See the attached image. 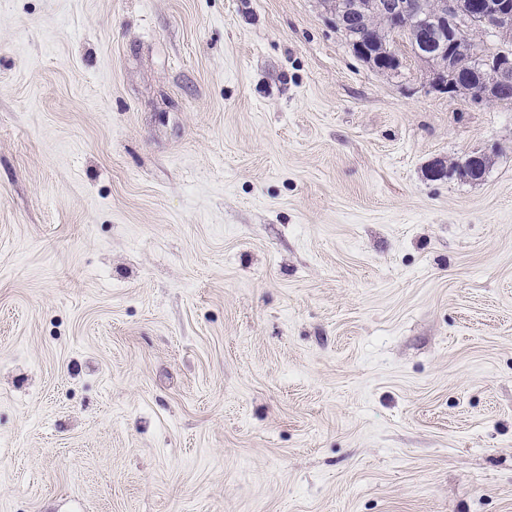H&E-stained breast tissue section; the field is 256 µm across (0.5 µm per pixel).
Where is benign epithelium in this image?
I'll return each mask as SVG.
<instances>
[{
	"label": "benign epithelium",
	"instance_id": "obj_1",
	"mask_svg": "<svg viewBox=\"0 0 512 512\" xmlns=\"http://www.w3.org/2000/svg\"><path fill=\"white\" fill-rule=\"evenodd\" d=\"M475 22L493 33L512 30V0H444L431 30L421 34L423 61L431 65L429 78L433 86L450 95L464 91L463 86L452 79V71L459 53L475 52L468 38V26ZM420 24V0H399L392 14L390 35L400 28ZM357 56L388 67L394 64L395 45L389 43L386 51L378 56L371 43L356 36L351 40ZM446 48L447 58L442 59L433 52L435 45ZM512 84V58L501 57L476 72L471 79L469 92L478 103H496L503 87ZM486 155L473 153L459 163L455 169L448 168L440 160L433 161L427 175L433 180L446 176H457L463 180L477 182L485 176Z\"/></svg>",
	"mask_w": 512,
	"mask_h": 512
}]
</instances>
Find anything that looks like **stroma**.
<instances>
[{
    "label": "stroma",
    "mask_w": 512,
    "mask_h": 512,
    "mask_svg": "<svg viewBox=\"0 0 512 512\" xmlns=\"http://www.w3.org/2000/svg\"><path fill=\"white\" fill-rule=\"evenodd\" d=\"M400 60L0 0V512H512V105ZM486 158L485 154L473 153L466 157L464 161L459 162V166L456 169H452L449 166L447 169L441 160H435L429 165L427 175L433 180L444 178L447 175L448 177L455 175L466 181H481L485 176Z\"/></svg>",
    "instance_id": "1"
}]
</instances>
